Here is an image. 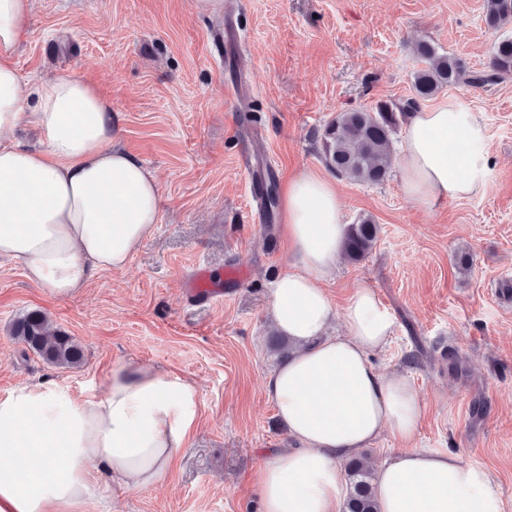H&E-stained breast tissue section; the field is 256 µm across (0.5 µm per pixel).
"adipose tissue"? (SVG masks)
I'll return each mask as SVG.
<instances>
[{
    "instance_id": "1",
    "label": "adipose tissue",
    "mask_w": 512,
    "mask_h": 512,
    "mask_svg": "<svg viewBox=\"0 0 512 512\" xmlns=\"http://www.w3.org/2000/svg\"><path fill=\"white\" fill-rule=\"evenodd\" d=\"M34 8L0 0V258L62 299L126 265L152 235L159 182L113 145L112 106L82 78L62 74L23 97L17 56ZM25 123L47 135V149L16 140ZM488 165L479 114L450 102L412 113L400 166L420 207L476 195ZM282 221L299 263L272 279L271 316L295 352L265 389L294 445L262 465L263 512H340L346 460L386 431L403 446L378 472V512H504L488 470L456 451L411 447L424 403L370 360L394 326L373 288L356 282L340 307L323 288L347 233L333 182L290 181ZM197 418L192 384L129 361L80 399L52 379L18 383L0 397V512H88L99 487L159 484Z\"/></svg>"
}]
</instances>
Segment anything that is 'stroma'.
I'll return each mask as SVG.
<instances>
[{
  "label": "stroma",
  "mask_w": 512,
  "mask_h": 512,
  "mask_svg": "<svg viewBox=\"0 0 512 512\" xmlns=\"http://www.w3.org/2000/svg\"><path fill=\"white\" fill-rule=\"evenodd\" d=\"M230 12L240 40L228 54ZM506 36L512 23L487 28L485 0H221L214 11L196 0H36L18 55L24 90L62 73L94 86L112 105L115 144L158 175L161 207L124 268L66 299L0 259V395L51 378L79 398L124 361L185 379L197 394L198 428L166 481L125 496L98 490L94 512H261L263 454L291 445L264 389L282 365L269 345V283L296 257L279 224L247 220L255 201L244 147L266 129L256 165L277 184L327 177L320 135L337 113L410 98L420 109L450 101L480 113L484 187L425 211L404 194L399 160L378 184L336 178L344 223L369 217L380 234L366 259L340 260L324 286L338 305L356 281L374 288L394 333L372 360L425 404L412 447L459 450L492 474L512 512V78L428 100L413 90L416 42L474 72ZM245 75L252 89L230 106L224 86ZM199 265L217 279L239 265L246 277L201 304L184 288ZM32 310L75 338L81 366L50 365L11 336ZM451 351L462 376L448 374Z\"/></svg>",
  "instance_id": "obj_1"
}]
</instances>
